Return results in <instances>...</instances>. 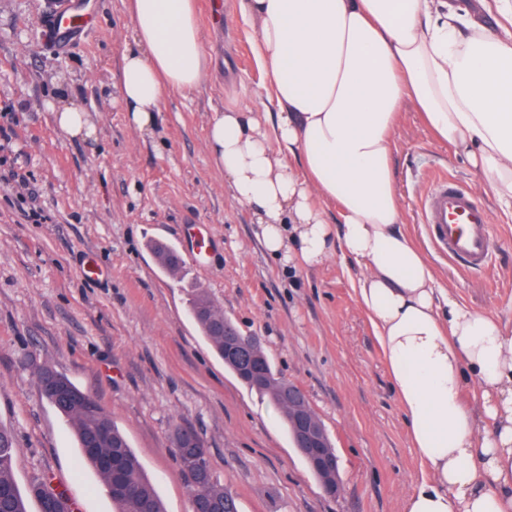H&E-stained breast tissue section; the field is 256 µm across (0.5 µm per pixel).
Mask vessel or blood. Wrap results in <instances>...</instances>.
Here are the masks:
<instances>
[{
  "label": "vessel or blood",
  "mask_w": 512,
  "mask_h": 512,
  "mask_svg": "<svg viewBox=\"0 0 512 512\" xmlns=\"http://www.w3.org/2000/svg\"><path fill=\"white\" fill-rule=\"evenodd\" d=\"M422 217L439 253L467 271L488 268L491 217L468 188L445 176L435 178L422 199Z\"/></svg>",
  "instance_id": "vessel-or-blood-1"
}]
</instances>
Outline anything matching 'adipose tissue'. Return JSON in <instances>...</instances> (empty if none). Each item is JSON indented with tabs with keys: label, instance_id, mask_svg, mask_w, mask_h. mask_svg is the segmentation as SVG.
Instances as JSON below:
<instances>
[{
	"label": "adipose tissue",
	"instance_id": "ef3b65f1",
	"mask_svg": "<svg viewBox=\"0 0 512 512\" xmlns=\"http://www.w3.org/2000/svg\"><path fill=\"white\" fill-rule=\"evenodd\" d=\"M267 86L208 144L283 264L336 257L368 318L425 476L402 512H512V330L459 302L403 228L392 166L405 109L463 155L512 220V0H235ZM121 92L154 127L166 92L209 77L193 0H128ZM336 221H329V213ZM478 387L468 409L463 391Z\"/></svg>",
	"mask_w": 512,
	"mask_h": 512
}]
</instances>
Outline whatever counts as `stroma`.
Masks as SVG:
<instances>
[{"mask_svg":"<svg viewBox=\"0 0 512 512\" xmlns=\"http://www.w3.org/2000/svg\"><path fill=\"white\" fill-rule=\"evenodd\" d=\"M71 4L92 22L60 44L47 0H0V426L14 436L19 488L45 476L75 512H116L100 475L80 466L72 424L41 394L37 372L49 367L111 416L165 512H192L177 427L199 436L239 512H401L422 468L348 276L335 258L282 267L211 162L213 109L252 104L263 82L233 0H197L212 76L167 95L149 132L129 125L120 91L133 34L125 0ZM64 95L88 112L92 137L54 125L48 105ZM394 141L405 231L460 302L512 328V223L416 112ZM14 171L26 188L9 182ZM439 175L477 190L491 212L490 272L464 273L430 243L421 200ZM33 208L42 223L28 221ZM156 244L184 255L175 272L158 266ZM90 257L95 278L83 273ZM199 291L303 390L339 458L336 496L294 448L282 410L225 369L189 313Z\"/></svg>","mask_w":512,"mask_h":512,"instance_id":"stroma-1","label":"stroma"}]
</instances>
